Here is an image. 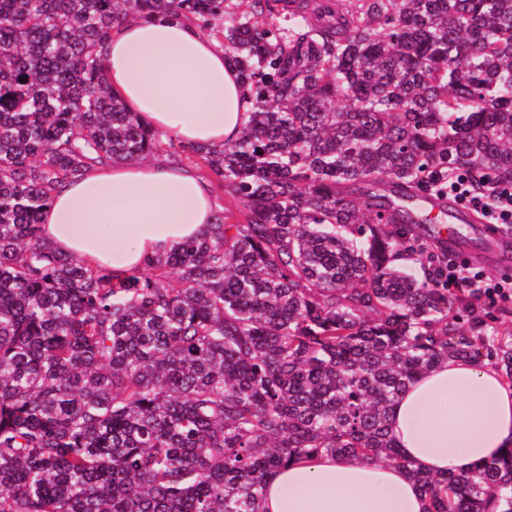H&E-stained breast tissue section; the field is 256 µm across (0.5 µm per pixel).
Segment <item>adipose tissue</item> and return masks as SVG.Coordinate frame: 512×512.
Masks as SVG:
<instances>
[{
	"label": "adipose tissue",
	"mask_w": 512,
	"mask_h": 512,
	"mask_svg": "<svg viewBox=\"0 0 512 512\" xmlns=\"http://www.w3.org/2000/svg\"><path fill=\"white\" fill-rule=\"evenodd\" d=\"M105 71L125 106L161 136L220 147L249 119L238 72L196 25L135 19L112 34ZM216 203L192 168L161 160L95 166L60 185L41 218L59 251L116 275L199 236ZM389 430L404 457L431 474L467 471L512 449V385L493 367L451 358L398 398ZM263 512H426L405 469L329 455L271 473Z\"/></svg>",
	"instance_id": "ef3b65f1"
}]
</instances>
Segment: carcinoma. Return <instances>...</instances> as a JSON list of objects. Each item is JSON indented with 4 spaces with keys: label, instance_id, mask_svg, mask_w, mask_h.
<instances>
[{
    "label": "carcinoma",
    "instance_id": "carcinoma-1",
    "mask_svg": "<svg viewBox=\"0 0 512 512\" xmlns=\"http://www.w3.org/2000/svg\"><path fill=\"white\" fill-rule=\"evenodd\" d=\"M311 2L0 0V512H261L269 474L321 454L404 468L427 512H512V448L433 475L389 432L450 357L512 379L420 233L448 178L512 185V0ZM152 16L227 44L249 121L184 151L238 208L117 276L41 217L163 149L103 65Z\"/></svg>",
    "mask_w": 512,
    "mask_h": 512
}]
</instances>
